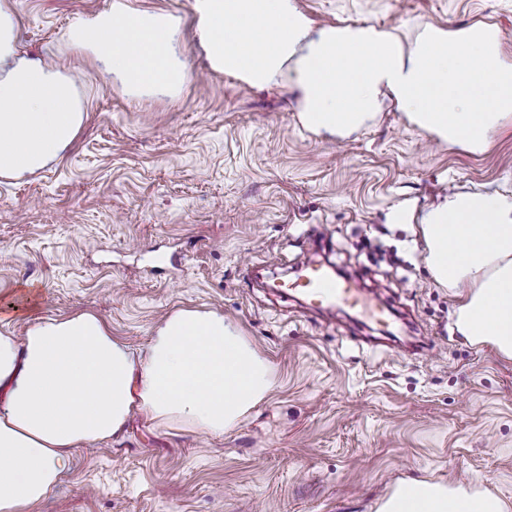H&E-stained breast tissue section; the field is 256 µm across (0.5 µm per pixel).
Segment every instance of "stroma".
I'll return each instance as SVG.
<instances>
[{"instance_id":"35a3bbf8","label":"stroma","mask_w":512,"mask_h":512,"mask_svg":"<svg viewBox=\"0 0 512 512\" xmlns=\"http://www.w3.org/2000/svg\"><path fill=\"white\" fill-rule=\"evenodd\" d=\"M22 52L80 77L86 121L56 162L0 183V318L92 310L133 349L179 307L238 324L274 387L221 437L134 415L76 450L36 512H378L413 479L512 512V360L457 331L418 226L457 194L512 195V120L484 152L439 140L381 96L345 138L306 129L294 74L256 89L213 73L191 26L174 97L128 91L65 32L110 0H7ZM314 27H494L512 0H295ZM325 257L389 327L312 308L291 282Z\"/></svg>"}]
</instances>
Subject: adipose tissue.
Wrapping results in <instances>:
<instances>
[{
  "mask_svg": "<svg viewBox=\"0 0 512 512\" xmlns=\"http://www.w3.org/2000/svg\"><path fill=\"white\" fill-rule=\"evenodd\" d=\"M191 25L212 71L257 87L294 70L299 118L342 137L391 95L422 131L485 149L512 119V60L499 34L475 25L427 28L411 49L374 26L314 28L294 0H193ZM19 20L0 0V179L20 180L73 144L86 112L76 77L20 52ZM171 13L112 0L78 17L68 44L128 90L169 96L186 78ZM435 281L460 290L458 331L512 358V196L463 193L420 226ZM273 388L269 362L233 321L177 308L145 350L113 336L92 311L35 316L23 336L0 327V512H35L73 453L120 432L132 413L157 426L215 436L233 429ZM380 512H503L493 495L414 481Z\"/></svg>",
  "mask_w": 512,
  "mask_h": 512,
  "instance_id": "ef3b65f1",
  "label": "adipose tissue"
}]
</instances>
